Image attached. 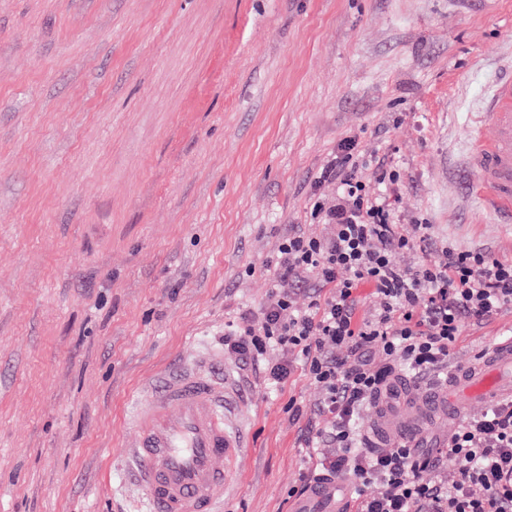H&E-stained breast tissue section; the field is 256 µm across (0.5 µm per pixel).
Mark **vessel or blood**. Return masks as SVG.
Masks as SVG:
<instances>
[{"instance_id":"obj_1","label":"vessel or blood","mask_w":512,"mask_h":512,"mask_svg":"<svg viewBox=\"0 0 512 512\" xmlns=\"http://www.w3.org/2000/svg\"><path fill=\"white\" fill-rule=\"evenodd\" d=\"M467 168L469 192L487 213L512 219V55L502 56L472 127ZM409 407L396 412L386 397L375 401L368 427L374 445L394 441L418 446L427 423L457 420L475 403L512 396V336L502 337L446 382L414 386L397 382ZM224 384L182 370L156 377L139 406L125 444L131 480L144 492L138 512H218V495L245 452L240 429L228 423ZM351 484L312 482L291 512H351Z\"/></svg>"}]
</instances>
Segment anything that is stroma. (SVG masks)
<instances>
[{"mask_svg": "<svg viewBox=\"0 0 512 512\" xmlns=\"http://www.w3.org/2000/svg\"><path fill=\"white\" fill-rule=\"evenodd\" d=\"M512 51V0H0V512H133L113 494L145 381L223 370L246 450L222 512H288L320 424L224 358L341 140L397 164L400 220L512 260L463 184L467 130ZM512 312L463 326L449 367ZM302 409L294 418L289 400Z\"/></svg>", "mask_w": 512, "mask_h": 512, "instance_id": "35a3bbf8", "label": "stroma"}]
</instances>
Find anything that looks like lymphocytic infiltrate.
Here are the masks:
<instances>
[{"instance_id": "f902f5d3", "label": "lymphocytic infiltrate", "mask_w": 512, "mask_h": 512, "mask_svg": "<svg viewBox=\"0 0 512 512\" xmlns=\"http://www.w3.org/2000/svg\"><path fill=\"white\" fill-rule=\"evenodd\" d=\"M398 179L386 159L364 155L356 138L330 153L310 205L323 234L295 225L280 238L267 298L243 323L225 326L224 354L262 369L275 385L302 373L319 392L324 424L306 438L314 466L289 495L346 473L360 487L353 512H512L511 398L459 424L432 455L366 447L357 423L394 378L447 374L464 323L512 310V262L433 238L423 218L413 235L402 232L389 196L368 189ZM327 182L337 186L331 200L319 191ZM365 288L376 299L366 313ZM304 290L309 302L300 308L294 297ZM274 347L286 355L266 363ZM367 484L375 493L363 494Z\"/></svg>"}]
</instances>
